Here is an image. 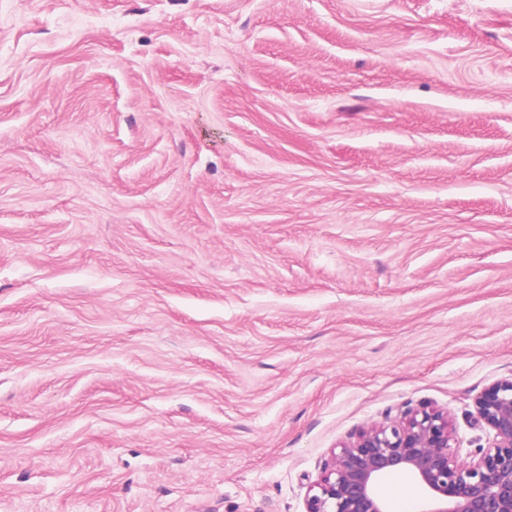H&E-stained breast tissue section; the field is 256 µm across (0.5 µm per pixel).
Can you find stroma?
I'll return each instance as SVG.
<instances>
[{"mask_svg": "<svg viewBox=\"0 0 512 512\" xmlns=\"http://www.w3.org/2000/svg\"><path fill=\"white\" fill-rule=\"evenodd\" d=\"M512 377V0H0V512H305Z\"/></svg>", "mask_w": 512, "mask_h": 512, "instance_id": "1", "label": "stroma"}]
</instances>
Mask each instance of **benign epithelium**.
Wrapping results in <instances>:
<instances>
[{"mask_svg": "<svg viewBox=\"0 0 512 512\" xmlns=\"http://www.w3.org/2000/svg\"><path fill=\"white\" fill-rule=\"evenodd\" d=\"M474 406L488 441L469 463L457 460L448 413L421 407L332 452L308 486L305 512H390L379 487L396 474L423 493L414 512H512V378L485 388Z\"/></svg>", "mask_w": 512, "mask_h": 512, "instance_id": "benign-epithelium-1", "label": "benign epithelium"}]
</instances>
